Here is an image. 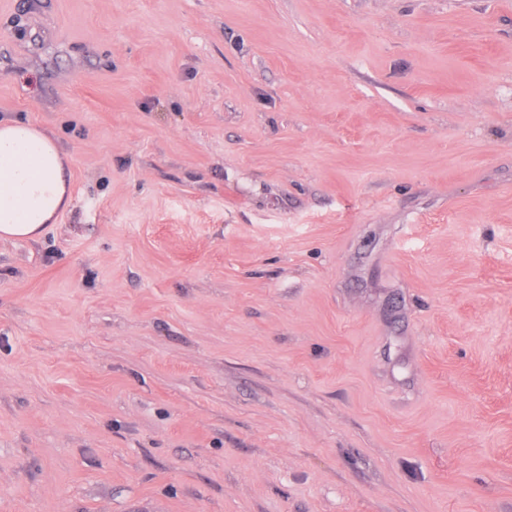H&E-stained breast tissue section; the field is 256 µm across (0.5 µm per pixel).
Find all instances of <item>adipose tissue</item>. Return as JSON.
Instances as JSON below:
<instances>
[{
  "mask_svg": "<svg viewBox=\"0 0 512 512\" xmlns=\"http://www.w3.org/2000/svg\"><path fill=\"white\" fill-rule=\"evenodd\" d=\"M73 201L68 156L31 122L0 120V238H37Z\"/></svg>",
  "mask_w": 512,
  "mask_h": 512,
  "instance_id": "1",
  "label": "adipose tissue"
}]
</instances>
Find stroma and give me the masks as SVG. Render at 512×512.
<instances>
[{"label":"stroma","mask_w":512,"mask_h":512,"mask_svg":"<svg viewBox=\"0 0 512 512\" xmlns=\"http://www.w3.org/2000/svg\"><path fill=\"white\" fill-rule=\"evenodd\" d=\"M0 119V512H512V0H0ZM68 156L31 122L0 120V238L36 239L72 205Z\"/></svg>","instance_id":"35a3bbf8"}]
</instances>
